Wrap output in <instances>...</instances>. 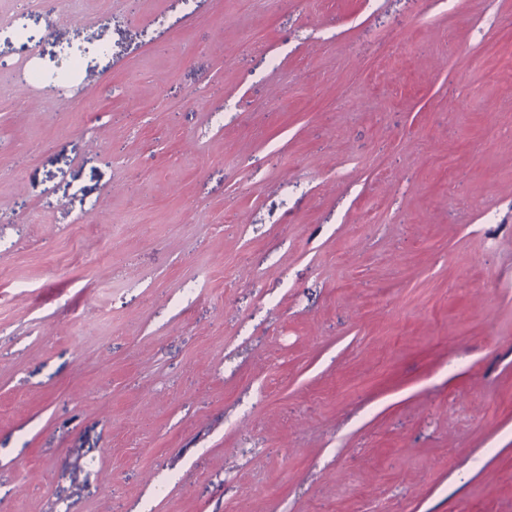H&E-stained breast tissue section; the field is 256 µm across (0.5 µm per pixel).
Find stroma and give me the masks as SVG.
<instances>
[{
	"instance_id": "1",
	"label": "stroma",
	"mask_w": 512,
	"mask_h": 512,
	"mask_svg": "<svg viewBox=\"0 0 512 512\" xmlns=\"http://www.w3.org/2000/svg\"><path fill=\"white\" fill-rule=\"evenodd\" d=\"M0 213V512H512V0H0Z\"/></svg>"
}]
</instances>
